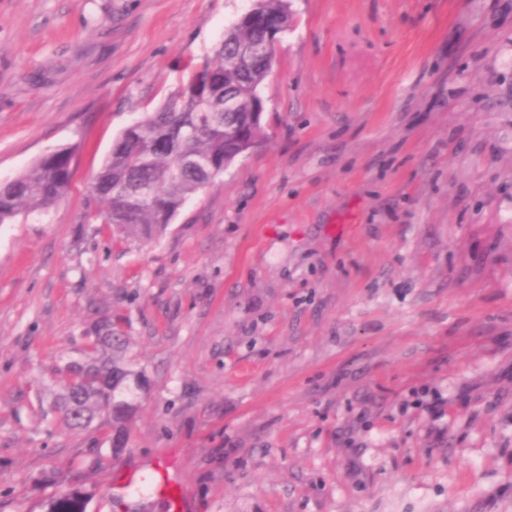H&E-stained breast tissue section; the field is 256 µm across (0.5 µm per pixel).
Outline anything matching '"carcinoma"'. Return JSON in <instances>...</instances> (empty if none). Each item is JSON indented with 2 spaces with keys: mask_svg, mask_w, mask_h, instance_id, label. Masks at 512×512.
Here are the masks:
<instances>
[{
  "mask_svg": "<svg viewBox=\"0 0 512 512\" xmlns=\"http://www.w3.org/2000/svg\"><path fill=\"white\" fill-rule=\"evenodd\" d=\"M269 18L286 33L291 21L288 0H255L249 15L226 30L213 57L180 81L155 111L119 133L93 183L95 218L129 239L148 242L190 197L212 185L266 136L253 108L262 102L260 90L276 59V41L263 28ZM244 45L257 47V53L243 58ZM188 157L209 166H188ZM76 163L77 146H63L0 184V224L62 200ZM85 337L84 358L58 369L67 380L49 411L61 414L73 430H85L95 422L111 427V446L118 450L124 447L127 424L135 412L129 401L118 398L137 377L123 357L127 336L120 320L105 317ZM80 499L78 493H64L52 501L50 512H84Z\"/></svg>",
  "mask_w": 512,
  "mask_h": 512,
  "instance_id": "cac0c4a2",
  "label": "carcinoma"
}]
</instances>
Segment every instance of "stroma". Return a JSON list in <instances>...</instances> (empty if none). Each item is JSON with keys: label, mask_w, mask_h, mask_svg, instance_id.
<instances>
[{"label": "stroma", "mask_w": 512, "mask_h": 512, "mask_svg": "<svg viewBox=\"0 0 512 512\" xmlns=\"http://www.w3.org/2000/svg\"><path fill=\"white\" fill-rule=\"evenodd\" d=\"M253 0H0V181L79 147L0 224V512L180 449L193 512H512V0H291L267 138L147 244L85 216L112 143ZM146 378L46 422L84 332ZM76 163L77 146H63L0 184V224L46 210L62 200L70 187Z\"/></svg>", "instance_id": "1"}]
</instances>
